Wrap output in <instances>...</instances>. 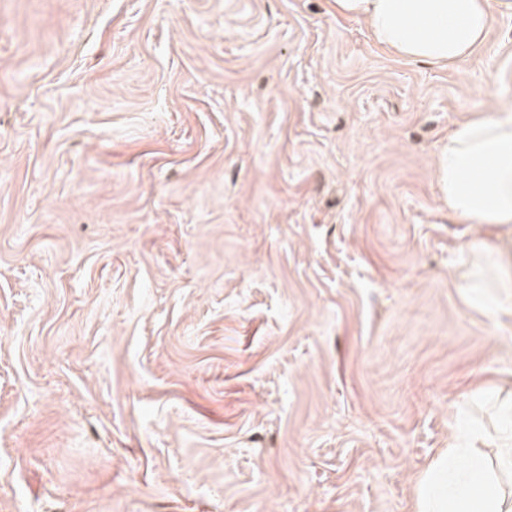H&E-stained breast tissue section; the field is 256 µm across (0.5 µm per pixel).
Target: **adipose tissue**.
Segmentation results:
<instances>
[{
	"label": "adipose tissue",
	"mask_w": 512,
	"mask_h": 512,
	"mask_svg": "<svg viewBox=\"0 0 512 512\" xmlns=\"http://www.w3.org/2000/svg\"><path fill=\"white\" fill-rule=\"evenodd\" d=\"M338 14L362 19L396 55L432 65L465 61L512 0H334ZM437 184L451 214L477 224L512 225V118L460 123L437 152ZM467 461L464 481L453 479ZM418 512H512L468 429L422 474Z\"/></svg>",
	"instance_id": "adipose-tissue-1"
}]
</instances>
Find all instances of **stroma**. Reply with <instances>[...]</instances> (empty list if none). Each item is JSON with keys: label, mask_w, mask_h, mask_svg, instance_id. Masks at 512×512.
I'll list each match as a JSON object with an SVG mask.
<instances>
[{"label": "stroma", "mask_w": 512, "mask_h": 512, "mask_svg": "<svg viewBox=\"0 0 512 512\" xmlns=\"http://www.w3.org/2000/svg\"><path fill=\"white\" fill-rule=\"evenodd\" d=\"M512 14L404 60L332 0H0V512H416L512 399L502 228L436 153Z\"/></svg>", "instance_id": "obj_1"}]
</instances>
